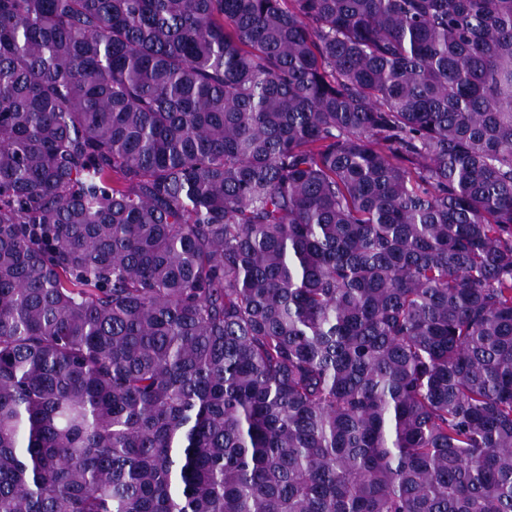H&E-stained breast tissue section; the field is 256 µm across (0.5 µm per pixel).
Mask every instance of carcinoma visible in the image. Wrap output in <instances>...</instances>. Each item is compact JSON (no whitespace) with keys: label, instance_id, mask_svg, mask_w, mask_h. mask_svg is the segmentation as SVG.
Segmentation results:
<instances>
[{"label":"carcinoma","instance_id":"cac0c4a2","mask_svg":"<svg viewBox=\"0 0 512 512\" xmlns=\"http://www.w3.org/2000/svg\"><path fill=\"white\" fill-rule=\"evenodd\" d=\"M0 512H512V0H0Z\"/></svg>","mask_w":512,"mask_h":512}]
</instances>
